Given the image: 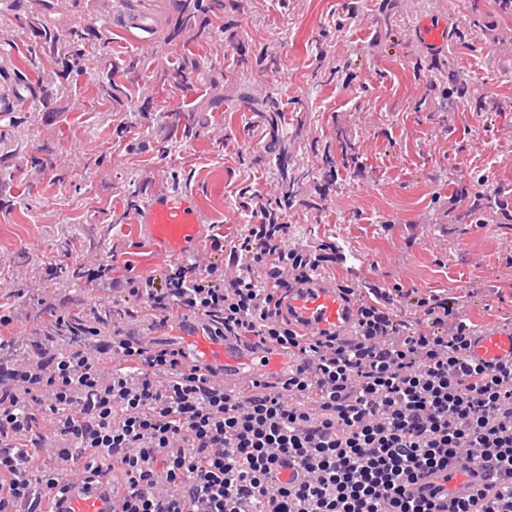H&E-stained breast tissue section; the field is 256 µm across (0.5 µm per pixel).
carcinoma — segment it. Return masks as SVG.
<instances>
[{"label":"carcinoma","instance_id":"cac0c4a2","mask_svg":"<svg viewBox=\"0 0 512 512\" xmlns=\"http://www.w3.org/2000/svg\"><path fill=\"white\" fill-rule=\"evenodd\" d=\"M26 0H0V114L7 121L0 126V167L17 186H24L28 174L17 164L6 161L22 153L33 119L31 114L13 107L14 102L29 98L39 102L36 112H80L84 108L77 81L87 70L94 53L112 42V27L139 30L149 40L165 43L179 42L184 55L175 63L163 58L139 54L114 55L106 72L95 79L97 95L110 104L109 112L116 130H127L129 120L136 112L157 110L159 100L152 90L160 86L166 92L182 90L188 81L195 80L202 90V100L185 108L187 115L181 129H173V136L190 139L208 127L207 113L231 99L270 127L266 152L275 160V197L252 196L247 208L258 214L275 208L286 211L291 203L300 200L311 181L312 169L290 151L288 134L279 132L285 121L286 102L278 93L256 91L251 75L258 71H274L281 65L278 55L266 47L254 48L245 43L236 30L233 18L247 11L260 12L264 0H158L157 9H142V0H118L120 8L108 10L107 0H39L40 9L28 10ZM387 0H348L345 10L332 17L315 39L322 46L336 39L364 10L373 7L382 10ZM487 26L475 19L452 28L448 41L453 46L470 47L473 28ZM27 31L28 42L18 45L15 28ZM222 43L231 49L224 55V65L217 66L192 51V47ZM451 62L446 55L430 57L417 64L416 70L430 78L434 100L422 99L418 107L429 112H446L457 101L473 95L463 78L448 82ZM345 66L320 57V66L314 78L323 83L333 82L344 72ZM336 142L346 166H358L359 157L343 134H336ZM321 153L325 179L336 174V159L332 143L314 146ZM476 204H467L455 216L459 224H504L512 222V214L501 208L499 196L475 192ZM45 332L60 339L69 347H80L90 340V324L82 309L71 312L61 323L44 313L39 316Z\"/></svg>","mask_w":512,"mask_h":512}]
</instances>
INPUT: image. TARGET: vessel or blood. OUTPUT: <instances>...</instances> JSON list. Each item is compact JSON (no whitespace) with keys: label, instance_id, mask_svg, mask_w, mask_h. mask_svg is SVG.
Masks as SVG:
<instances>
[{"label":"vessel or blood","instance_id":"b4317fda","mask_svg":"<svg viewBox=\"0 0 512 512\" xmlns=\"http://www.w3.org/2000/svg\"><path fill=\"white\" fill-rule=\"evenodd\" d=\"M446 37L445 25L440 20L425 18L417 26V38L425 48L439 49ZM136 229L142 242L176 260L199 254L208 233L196 195L164 188L153 190ZM279 318L307 339L326 335L347 339L354 334L358 304L335 280L317 275L299 283L291 282L281 302ZM140 334L142 340L170 344L180 352L186 368L223 377L225 389L233 391L248 392L267 384L286 382L298 363L286 348L276 344L213 335L211 326L200 317L177 318L171 333L163 335L145 324ZM469 355L492 365L511 360L512 323L480 328L472 338ZM489 483L486 471L465 472L456 466L423 477L409 486L407 492L447 505L457 498L478 497ZM121 509V502L108 497L104 489L86 490L78 480L71 481L61 506L62 512H121Z\"/></svg>","mask_w":512,"mask_h":512}]
</instances>
